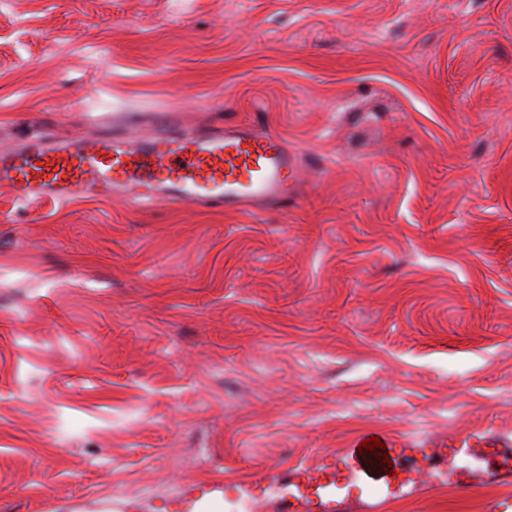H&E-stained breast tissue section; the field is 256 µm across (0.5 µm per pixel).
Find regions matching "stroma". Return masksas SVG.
<instances>
[{
  "mask_svg": "<svg viewBox=\"0 0 512 512\" xmlns=\"http://www.w3.org/2000/svg\"><path fill=\"white\" fill-rule=\"evenodd\" d=\"M160 111L278 133L301 196L0 189V512H205L228 484L301 512L288 489L341 461L391 493L343 512H493L512 0H0V152L144 138Z\"/></svg>",
  "mask_w": 512,
  "mask_h": 512,
  "instance_id": "1",
  "label": "stroma"
}]
</instances>
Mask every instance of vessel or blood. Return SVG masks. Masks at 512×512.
Returning <instances> with one entry per match:
<instances>
[{"label":"vessel or blood","instance_id":"obj_1","mask_svg":"<svg viewBox=\"0 0 512 512\" xmlns=\"http://www.w3.org/2000/svg\"><path fill=\"white\" fill-rule=\"evenodd\" d=\"M152 138L109 136L63 147L37 146L0 155V185L18 200L65 201L103 185L130 199L171 204L223 201L230 211L256 201L292 204L302 188L303 161L278 133L232 124L206 135L179 134V116H156Z\"/></svg>","mask_w":512,"mask_h":512}]
</instances>
